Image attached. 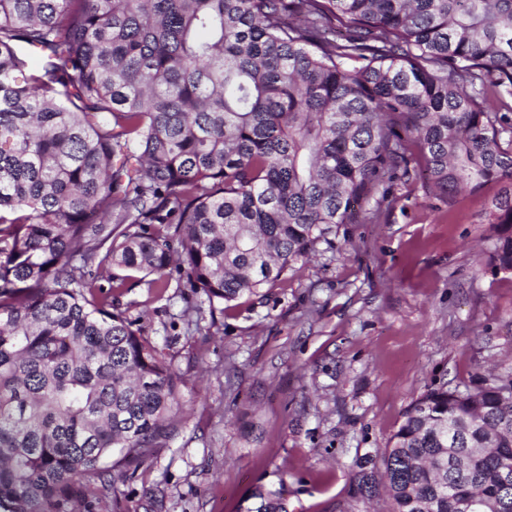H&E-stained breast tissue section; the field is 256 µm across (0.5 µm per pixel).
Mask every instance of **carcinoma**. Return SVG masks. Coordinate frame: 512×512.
<instances>
[{
  "instance_id": "carcinoma-1",
  "label": "carcinoma",
  "mask_w": 512,
  "mask_h": 512,
  "mask_svg": "<svg viewBox=\"0 0 512 512\" xmlns=\"http://www.w3.org/2000/svg\"><path fill=\"white\" fill-rule=\"evenodd\" d=\"M412 164L502 185L512 271V0H0V512H73L172 438L181 377L118 296L176 264L213 312L261 298ZM381 465L389 512L512 503V380L426 389Z\"/></svg>"
}]
</instances>
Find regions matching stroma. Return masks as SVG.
<instances>
[{
    "label": "stroma",
    "mask_w": 512,
    "mask_h": 512,
    "mask_svg": "<svg viewBox=\"0 0 512 512\" xmlns=\"http://www.w3.org/2000/svg\"><path fill=\"white\" fill-rule=\"evenodd\" d=\"M498 191L442 202L395 180L378 218L341 226L336 249L300 262L265 297L211 314L171 272L120 305L181 375L175 436L85 512H239L259 485L289 512H387L357 477L432 385L512 379V272L487 256Z\"/></svg>",
    "instance_id": "stroma-1"
}]
</instances>
